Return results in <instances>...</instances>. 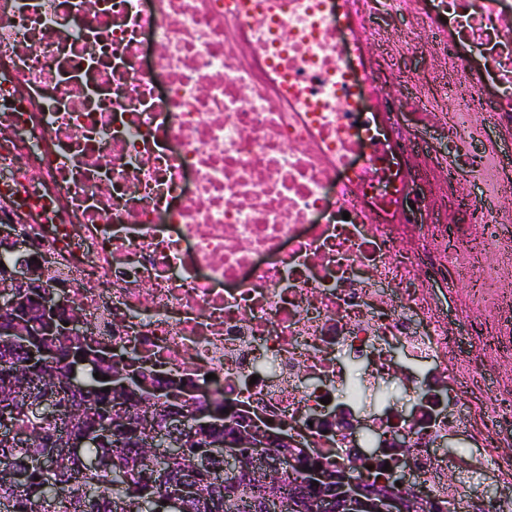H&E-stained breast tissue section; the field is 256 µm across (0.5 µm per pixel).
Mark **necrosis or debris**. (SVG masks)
<instances>
[{
	"label": "necrosis or debris",
	"instance_id": "4bbe7bcc",
	"mask_svg": "<svg viewBox=\"0 0 512 512\" xmlns=\"http://www.w3.org/2000/svg\"><path fill=\"white\" fill-rule=\"evenodd\" d=\"M511 145L512 0H0V255L60 344L450 512H512ZM380 397H385L394 403L399 410L409 413L412 407V402L408 401L404 396L402 390L396 385L384 384L369 387L363 397V411L369 412L373 408L374 402Z\"/></svg>",
	"mask_w": 512,
	"mask_h": 512
}]
</instances>
